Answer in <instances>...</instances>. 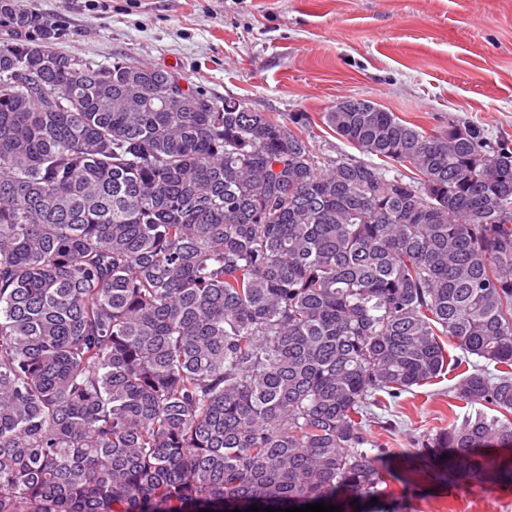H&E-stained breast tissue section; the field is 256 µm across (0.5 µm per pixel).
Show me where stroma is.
<instances>
[{
    "label": "stroma",
    "instance_id": "obj_1",
    "mask_svg": "<svg viewBox=\"0 0 512 512\" xmlns=\"http://www.w3.org/2000/svg\"><path fill=\"white\" fill-rule=\"evenodd\" d=\"M61 28L60 51L109 65L131 58L175 71L190 90L232 97L280 121L302 113L322 158L353 154L323 123L363 98L425 130L482 127L512 149V0H28ZM454 371L378 408L393 512H512L494 481H437L423 435L475 407L451 397Z\"/></svg>",
    "mask_w": 512,
    "mask_h": 512
}]
</instances>
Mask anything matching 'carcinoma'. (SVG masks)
Returning a JSON list of instances; mask_svg holds the SVG:
<instances>
[{"mask_svg": "<svg viewBox=\"0 0 512 512\" xmlns=\"http://www.w3.org/2000/svg\"><path fill=\"white\" fill-rule=\"evenodd\" d=\"M0 23V512H372L373 407L443 336L498 415L422 447L512 485L511 150L353 98L322 119L362 157L321 167L300 119L156 104L178 75Z\"/></svg>", "mask_w": 512, "mask_h": 512, "instance_id": "carcinoma-1", "label": "carcinoma"}]
</instances>
